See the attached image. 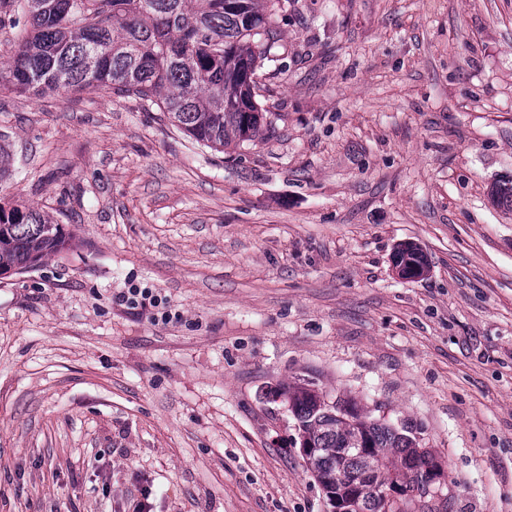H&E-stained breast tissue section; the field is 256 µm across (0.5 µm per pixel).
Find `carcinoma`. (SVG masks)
<instances>
[{
  "label": "carcinoma",
  "mask_w": 512,
  "mask_h": 512,
  "mask_svg": "<svg viewBox=\"0 0 512 512\" xmlns=\"http://www.w3.org/2000/svg\"><path fill=\"white\" fill-rule=\"evenodd\" d=\"M28 28L0 64V87L44 95L110 88L156 100L172 125L215 150L262 140L269 110L257 100L258 61L278 43L276 10L265 0H0V14ZM512 210V180L492 189ZM73 236L34 207L0 206V271L21 273L71 246ZM427 266L420 248L400 246L394 262ZM307 460L332 512H447L428 492L442 464L417 438L371 418L351 398L334 401L310 381L281 384ZM390 491L402 508L387 506Z\"/></svg>",
  "instance_id": "1"
}]
</instances>
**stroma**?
<instances>
[{
	"instance_id": "1",
	"label": "stroma",
	"mask_w": 512,
	"mask_h": 512,
	"mask_svg": "<svg viewBox=\"0 0 512 512\" xmlns=\"http://www.w3.org/2000/svg\"><path fill=\"white\" fill-rule=\"evenodd\" d=\"M278 23L273 128L221 152L108 89L0 90V205L76 238L0 277V512H330L272 396L302 378L416 435L450 512H512V0Z\"/></svg>"
}]
</instances>
